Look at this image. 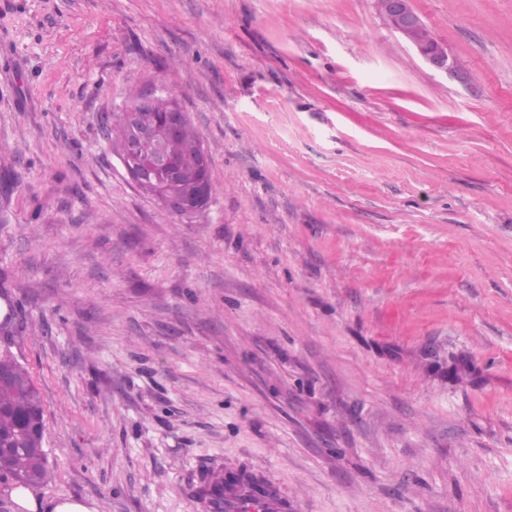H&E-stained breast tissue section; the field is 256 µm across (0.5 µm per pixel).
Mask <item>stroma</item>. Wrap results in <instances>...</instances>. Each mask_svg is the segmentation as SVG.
<instances>
[{
	"label": "stroma",
	"mask_w": 512,
	"mask_h": 512,
	"mask_svg": "<svg viewBox=\"0 0 512 512\" xmlns=\"http://www.w3.org/2000/svg\"><path fill=\"white\" fill-rule=\"evenodd\" d=\"M0 0V354L45 499L194 512L222 460L294 512H512V0ZM158 81L217 187L139 191L104 119ZM376 6L400 37L431 68L448 74V71L460 67V61L448 54L447 48L420 19L413 9L412 0H376Z\"/></svg>",
	"instance_id": "1"
}]
</instances>
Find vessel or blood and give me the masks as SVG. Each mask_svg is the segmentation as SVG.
<instances>
[{"mask_svg": "<svg viewBox=\"0 0 512 512\" xmlns=\"http://www.w3.org/2000/svg\"><path fill=\"white\" fill-rule=\"evenodd\" d=\"M201 512H290L280 488L252 475L232 474L223 461L207 466L190 492Z\"/></svg>", "mask_w": 512, "mask_h": 512, "instance_id": "b4317fda", "label": "vessel or blood"}]
</instances>
